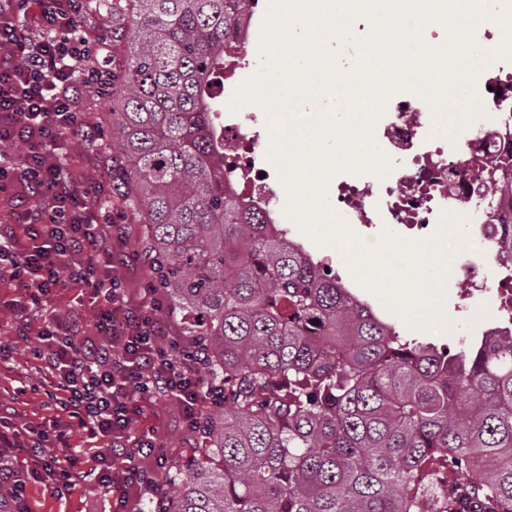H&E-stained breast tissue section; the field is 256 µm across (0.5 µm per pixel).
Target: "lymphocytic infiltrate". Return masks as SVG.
Segmentation results:
<instances>
[{
	"mask_svg": "<svg viewBox=\"0 0 512 512\" xmlns=\"http://www.w3.org/2000/svg\"><path fill=\"white\" fill-rule=\"evenodd\" d=\"M26 4L0 0V144L23 148L14 159L0 153V193L18 182L32 200L0 218V277L28 290L11 302L19 338L27 337L32 318L45 317L57 290L86 288L99 300L94 335L77 317L47 320L35 356L55 380L52 405L104 442L99 485L142 488L151 475L140 460L154 452L156 435L133 429L140 400L178 401L191 431L223 389L210 380L202 356H184L171 341L155 292L144 304L128 303L112 250L125 227L113 220L108 195L86 190L70 160L67 147L81 125L73 91L103 81L91 64L94 50L78 34L76 0H38L34 19ZM57 426L53 420L22 435L0 428V487L8 490L0 512H31L24 497L29 476L55 496L72 486L76 459Z\"/></svg>",
	"mask_w": 512,
	"mask_h": 512,
	"instance_id": "obj_1",
	"label": "lymphocytic infiltrate"
}]
</instances>
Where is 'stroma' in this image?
Returning <instances> with one entry per match:
<instances>
[{
  "label": "stroma",
  "instance_id": "obj_1",
  "mask_svg": "<svg viewBox=\"0 0 512 512\" xmlns=\"http://www.w3.org/2000/svg\"><path fill=\"white\" fill-rule=\"evenodd\" d=\"M81 102L80 119L83 129L90 137L104 139L112 128L107 99L98 88L87 86L79 90ZM113 212L120 214L126 226V237L117 249L126 255V262L116 270L117 275L126 286V294L131 304H139L144 290L150 281L148 268L135 257L139 249L141 226L132 214L121 204H114ZM308 247L319 261L332 262L342 271L346 285L356 286V294L371 304L379 316L393 325L400 335L418 338L439 347H455L459 337L479 330L482 322L491 315L489 306L471 308L462 312L457 308L460 287L454 277H447L445 283L444 306L453 328L447 333L423 331L410 327L397 313L390 310L384 300L378 298L366 288L357 287V279L342 253L316 242H309ZM34 342H16L8 352L0 354V403L13 405L16 427L22 428L33 423L43 422L54 417L53 408L48 407L47 393L53 388L51 376L41 367L34 357ZM155 428L157 431V448L152 457L146 461L147 466H157L159 461L171 462L195 447L196 439L185 431L180 416V409L175 402H144L143 415L135 424V430ZM30 506L33 512H110L112 494L95 482L79 481L72 486L68 494L57 498L41 483H30L27 488Z\"/></svg>",
  "mask_w": 512,
  "mask_h": 512
}]
</instances>
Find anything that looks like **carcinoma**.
<instances>
[{
    "label": "carcinoma",
    "instance_id": "carcinoma-1",
    "mask_svg": "<svg viewBox=\"0 0 512 512\" xmlns=\"http://www.w3.org/2000/svg\"><path fill=\"white\" fill-rule=\"evenodd\" d=\"M249 2L112 0V193L224 386L150 512H424L431 455L476 475L442 512H512V336L402 340L224 192V28Z\"/></svg>",
    "mask_w": 512,
    "mask_h": 512
}]
</instances>
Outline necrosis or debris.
<instances>
[{"label":"necrosis or debris","instance_id":"4bbe7bcc","mask_svg":"<svg viewBox=\"0 0 512 512\" xmlns=\"http://www.w3.org/2000/svg\"><path fill=\"white\" fill-rule=\"evenodd\" d=\"M257 19L247 13L224 35V95L239 87L242 69L260 68L253 40ZM484 118L456 137L436 130L430 104L409 93H387L377 119L376 143L390 159L386 176L360 173L340 182L330 202L347 224L389 226L427 242L444 214L464 219L470 249L460 253L455 279L465 296L490 305L484 331L512 334V72L475 84ZM258 115L238 110L224 123V174L244 203L284 214L287 192L265 177L259 148Z\"/></svg>","mask_w":512,"mask_h":512}]
</instances>
